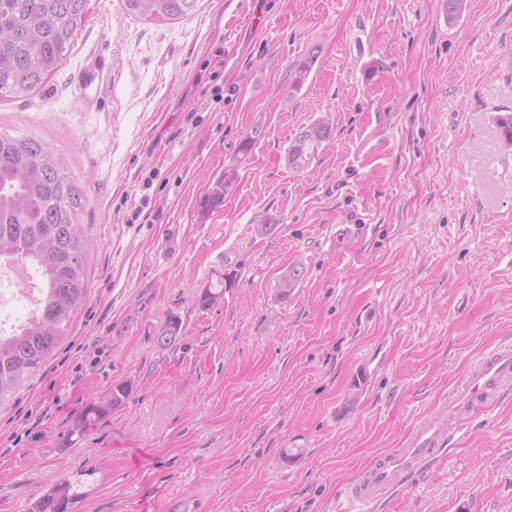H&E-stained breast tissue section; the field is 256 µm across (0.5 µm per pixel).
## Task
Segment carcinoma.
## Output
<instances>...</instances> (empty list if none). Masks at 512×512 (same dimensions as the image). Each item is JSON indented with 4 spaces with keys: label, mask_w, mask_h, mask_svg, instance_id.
<instances>
[{
    "label": "carcinoma",
    "mask_w": 512,
    "mask_h": 512,
    "mask_svg": "<svg viewBox=\"0 0 512 512\" xmlns=\"http://www.w3.org/2000/svg\"><path fill=\"white\" fill-rule=\"evenodd\" d=\"M128 15L155 24L179 20L200 0H122ZM89 0H0V99L26 98L40 92L56 74L67 48L88 17ZM314 57L298 63L292 88L300 89ZM495 123L506 145L512 146V112L500 113ZM330 123L318 121L291 140L290 168L302 171L318 157L330 139ZM237 178L228 168L213 183L206 199L211 210ZM82 195L64 158L50 145L31 136L0 132V267L32 266L40 280L36 310L8 336L0 335V405L8 402L25 379L39 371L69 331L86 302V255L90 247L80 217ZM304 272L293 267L279 280L278 293L288 296ZM224 280L203 284L199 304L208 307L224 296ZM180 316L171 313L155 333L161 349L180 335ZM129 386L112 388L91 412L101 415L119 406ZM81 493L64 478L44 493L31 512H72Z\"/></svg>",
    "instance_id": "cac0c4a2"
}]
</instances>
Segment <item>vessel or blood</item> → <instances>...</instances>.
Listing matches in <instances>:
<instances>
[{"mask_svg": "<svg viewBox=\"0 0 512 512\" xmlns=\"http://www.w3.org/2000/svg\"><path fill=\"white\" fill-rule=\"evenodd\" d=\"M112 76V63L105 55L94 56L75 75L78 86L87 92L102 94ZM512 386V349H501L478 364L468 382L455 390L438 408V420L420 421L406 447L385 455L368 466L359 477L351 495L358 512H396L397 498L416 486L448 454L445 423L452 419L462 402L482 405Z\"/></svg>", "mask_w": 512, "mask_h": 512, "instance_id": "b4317fda", "label": "vessel or blood"}]
</instances>
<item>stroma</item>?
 <instances>
[{"label":"stroma","instance_id":"35a3bbf8","mask_svg":"<svg viewBox=\"0 0 512 512\" xmlns=\"http://www.w3.org/2000/svg\"><path fill=\"white\" fill-rule=\"evenodd\" d=\"M99 53L96 98L74 75ZM511 110L512 0H466L453 21L446 0H200L163 25L90 0L45 89L0 102L1 131L67 158L91 242L85 308L0 407V512L65 477L74 512L347 507L364 468L512 346V148L494 122ZM320 119L330 141L289 169ZM220 271L231 288L200 307ZM121 384L127 400L62 448ZM456 418L400 512H512V390ZM315 129L318 135L319 141H315L310 131ZM332 134V128L330 123L318 121L311 126L301 130L294 139L291 140L287 156H295L294 163L288 165L289 168L295 171H302L307 169L313 161L318 157L320 150L323 147V142H327ZM237 178V168H228L213 183L206 199V209H215L224 201V194L231 188ZM182 322L180 316L171 313L167 315L165 321L160 325L155 333V342L160 349H167L175 343L180 335Z\"/></svg>","mask_w":512,"mask_h":512}]
</instances>
